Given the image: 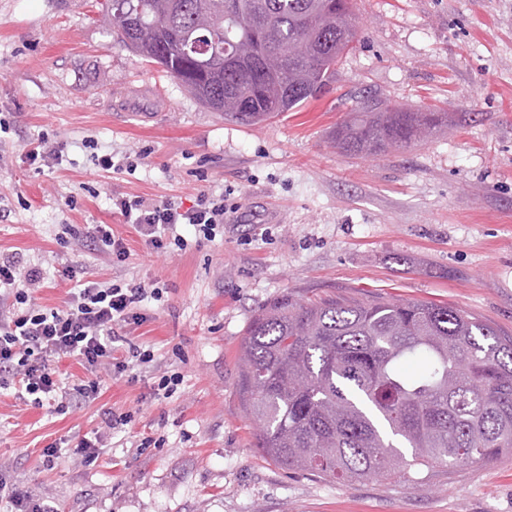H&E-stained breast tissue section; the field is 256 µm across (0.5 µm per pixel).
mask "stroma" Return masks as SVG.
Listing matches in <instances>:
<instances>
[{"mask_svg": "<svg viewBox=\"0 0 512 512\" xmlns=\"http://www.w3.org/2000/svg\"><path fill=\"white\" fill-rule=\"evenodd\" d=\"M355 24L322 95L248 125L113 38L100 0H0V257L43 270L46 309L78 279L163 290L113 349L150 350L151 366L116 378L60 360L69 383L97 380L95 400L61 415L0 388V475L58 512H512V455L345 483L278 467L242 408L246 326L284 293L445 303L512 336V0H355ZM363 91L459 119L410 149L348 157L330 133ZM40 137L62 164L30 165ZM108 151L123 171L95 165ZM202 190L223 194V232L181 228L186 248L165 253L111 209L118 193L187 203ZM94 224L126 260L96 250ZM165 371L181 384L151 397ZM112 411L133 419L99 432ZM96 432V463L71 454ZM51 443L68 453L49 469ZM89 237L95 247L101 251H107L115 255L117 259H125L127 257L128 249L122 238H116L112 234V229L106 224H94L87 231Z\"/></svg>", "mask_w": 512, "mask_h": 512, "instance_id": "1", "label": "stroma"}]
</instances>
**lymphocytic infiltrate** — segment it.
I'll list each match as a JSON object with an SVG mask.
<instances>
[{"instance_id": "1", "label": "lymphocytic infiltrate", "mask_w": 512, "mask_h": 512, "mask_svg": "<svg viewBox=\"0 0 512 512\" xmlns=\"http://www.w3.org/2000/svg\"><path fill=\"white\" fill-rule=\"evenodd\" d=\"M113 214L134 225L154 250L183 246L179 226L199 227L212 236L224 221V198L203 191L188 208L172 201L148 203L140 197L116 195ZM39 271H22L14 261L0 259V385L12 388L16 398L48 404L54 411L96 398V381L68 386L56 364L78 358L92 373L120 375L128 362L114 358L112 347L123 339V330L142 322L145 299H161L159 287L144 284L121 286L98 281L77 282L63 307H36L31 293L41 286Z\"/></svg>"}]
</instances>
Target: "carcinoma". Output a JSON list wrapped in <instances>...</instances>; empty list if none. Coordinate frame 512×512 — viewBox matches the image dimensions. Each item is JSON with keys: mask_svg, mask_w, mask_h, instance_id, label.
<instances>
[{"mask_svg": "<svg viewBox=\"0 0 512 512\" xmlns=\"http://www.w3.org/2000/svg\"><path fill=\"white\" fill-rule=\"evenodd\" d=\"M105 22L202 105L256 124L316 98L357 40L353 0H104ZM360 96L331 132L371 157L455 123ZM238 393L286 471L353 482L512 453V337L433 302L284 294L248 322ZM418 360L415 376L403 366Z\"/></svg>", "mask_w": 512, "mask_h": 512, "instance_id": "1", "label": "carcinoma"}]
</instances>
